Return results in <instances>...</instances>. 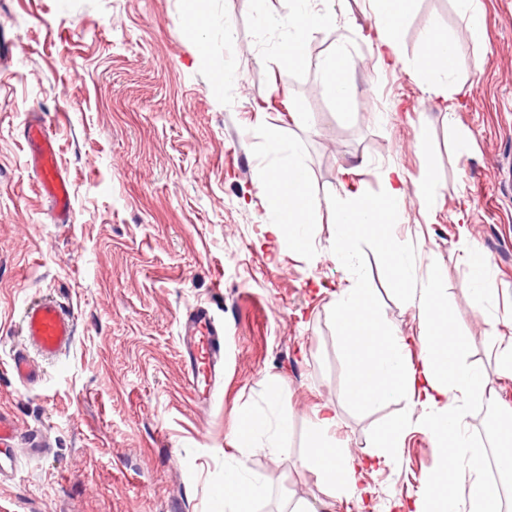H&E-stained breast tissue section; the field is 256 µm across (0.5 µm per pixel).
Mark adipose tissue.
<instances>
[{
	"instance_id": "ef3b65f1",
	"label": "adipose tissue",
	"mask_w": 512,
	"mask_h": 512,
	"mask_svg": "<svg viewBox=\"0 0 512 512\" xmlns=\"http://www.w3.org/2000/svg\"><path fill=\"white\" fill-rule=\"evenodd\" d=\"M413 0H370L373 15L370 46L380 64L402 66L404 71L437 94H447L458 68L452 38L436 24L425 27L421 49L413 58L402 57L398 35ZM267 27L284 30L278 47L282 60L292 66L307 63V40L317 28L335 23L333 12L315 9L314 0H289L286 15L263 17ZM320 88L337 108L350 100L353 68L344 46L319 61ZM269 153L278 164L263 167L259 179L261 204L266 213L264 231L283 249L314 253L312 226L320 208L309 168L298 145L275 126L263 132ZM407 197V179L396 167L384 172V189L375 200L360 187L346 188L341 201L332 202L335 223L329 255L337 264L352 266L355 244L368 238L380 242L398 293L408 296L416 310L419 332L407 337L389 324L377 309L365 280L353 281L335 294L334 315L341 342L340 356L347 366L345 398L358 407H375L388 401H406L419 413L418 423L437 453V467L420 493L409 502L408 512H495L501 493L495 481L475 467L477 458L469 416L476 403H495L484 372L464 359L466 339L456 333L448 310L447 290L438 272L417 274L406 248L390 234L399 223ZM286 396L277 384L265 387L267 411L242 413L235 430V447L247 452L276 453L292 428L283 405ZM336 406L324 403L315 412L303 465L315 472L321 490L329 496L351 495L358 489L364 465H386L403 446L409 420L388 422L377 433L376 453L356 459L350 448L337 446L332 432ZM224 512H257L259 502L271 493L268 478L237 459L224 472L219 490Z\"/></svg>"
}]
</instances>
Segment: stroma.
I'll return each instance as SVG.
<instances>
[{
	"label": "stroma",
	"mask_w": 512,
	"mask_h": 512,
	"mask_svg": "<svg viewBox=\"0 0 512 512\" xmlns=\"http://www.w3.org/2000/svg\"><path fill=\"white\" fill-rule=\"evenodd\" d=\"M481 3L484 36L454 0H414L399 33L408 58L428 23L452 36L461 68L443 97L377 64L369 0H331L336 27L310 33L300 67L280 59L277 33L260 25L285 15V0H207L212 23L200 32L185 25L187 0H0V411L18 420L19 447L34 430L49 443L0 483V512H216L214 492L238 454L233 429L243 411L263 408L270 381L288 394L293 428L278 456L249 457L272 488L259 512H281L295 494L318 512H398L431 474L436 455L416 425L394 464L364 471L360 498L326 497L301 464L318 404H335L336 439L360 457L380 423L409 412L344 402L334 291L361 275L402 335H417L418 322L376 244L359 242L354 272L329 259L327 210L314 227L317 260L267 238L257 194L274 161L262 137L271 124L300 144L323 199L352 183L376 198L388 164L412 184L433 171V210L408 196L394 234L418 274L440 264L467 362L512 405V375L499 373L490 343L512 328L474 309L461 252L466 236L488 255L498 306L512 308V0ZM199 41L208 62L194 54ZM340 43L355 64L343 112L321 93L315 66ZM226 63L238 81L211 96ZM32 112L45 117L69 181L66 224L28 165ZM363 156L369 166L357 167ZM44 296L73 310L77 333L44 364L43 382L25 387L10 355L24 306ZM198 304L224 327V379L208 406L192 396L178 339Z\"/></svg>",
	"instance_id": "35a3bbf8"
}]
</instances>
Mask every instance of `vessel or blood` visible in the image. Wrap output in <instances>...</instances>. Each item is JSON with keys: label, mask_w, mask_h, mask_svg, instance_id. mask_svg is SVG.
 I'll return each mask as SVG.
<instances>
[{"label": "vessel or blood", "mask_w": 512, "mask_h": 512, "mask_svg": "<svg viewBox=\"0 0 512 512\" xmlns=\"http://www.w3.org/2000/svg\"><path fill=\"white\" fill-rule=\"evenodd\" d=\"M25 136L40 192L49 200L57 223H69V183L58 165L54 139L36 116L29 120ZM76 330L73 314L56 299L46 297L31 302L21 320L23 347L11 357L13 376L24 385L40 383V361L59 359L73 343ZM178 339L195 399L211 402L216 384L224 374V329L210 306L197 305L183 314ZM16 434L13 420L0 414V480L13 476L19 467Z\"/></svg>", "instance_id": "obj_1"}]
</instances>
